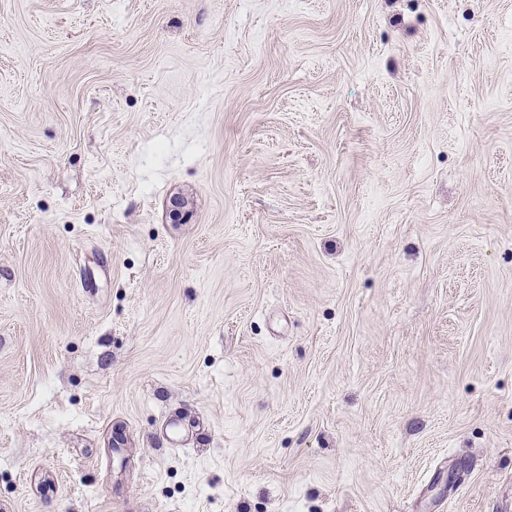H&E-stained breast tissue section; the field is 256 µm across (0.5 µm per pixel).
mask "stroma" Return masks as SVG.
Segmentation results:
<instances>
[{
    "instance_id": "35a3bbf8",
    "label": "stroma",
    "mask_w": 512,
    "mask_h": 512,
    "mask_svg": "<svg viewBox=\"0 0 512 512\" xmlns=\"http://www.w3.org/2000/svg\"><path fill=\"white\" fill-rule=\"evenodd\" d=\"M0 512H512V0H0Z\"/></svg>"
}]
</instances>
